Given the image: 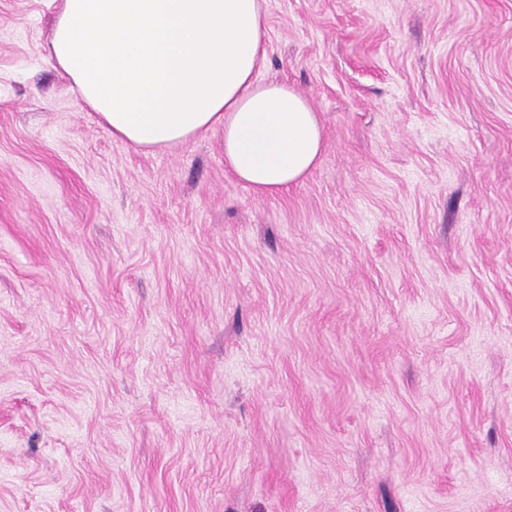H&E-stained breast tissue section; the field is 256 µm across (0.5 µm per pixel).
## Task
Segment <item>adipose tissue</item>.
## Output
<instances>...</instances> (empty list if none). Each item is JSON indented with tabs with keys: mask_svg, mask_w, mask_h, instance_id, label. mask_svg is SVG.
<instances>
[{
	"mask_svg": "<svg viewBox=\"0 0 512 512\" xmlns=\"http://www.w3.org/2000/svg\"><path fill=\"white\" fill-rule=\"evenodd\" d=\"M267 0H57L49 60L114 137L162 151L218 131L256 196L301 184L324 151L318 112L264 79Z\"/></svg>",
	"mask_w": 512,
	"mask_h": 512,
	"instance_id": "ef3b65f1",
	"label": "adipose tissue"
}]
</instances>
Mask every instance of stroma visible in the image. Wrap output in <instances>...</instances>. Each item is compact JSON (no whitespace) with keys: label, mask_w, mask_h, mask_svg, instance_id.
I'll use <instances>...</instances> for the list:
<instances>
[{"label":"stroma","mask_w":512,"mask_h":512,"mask_svg":"<svg viewBox=\"0 0 512 512\" xmlns=\"http://www.w3.org/2000/svg\"><path fill=\"white\" fill-rule=\"evenodd\" d=\"M325 149L145 153L0 0V512H512V0H268Z\"/></svg>","instance_id":"obj_1"}]
</instances>
